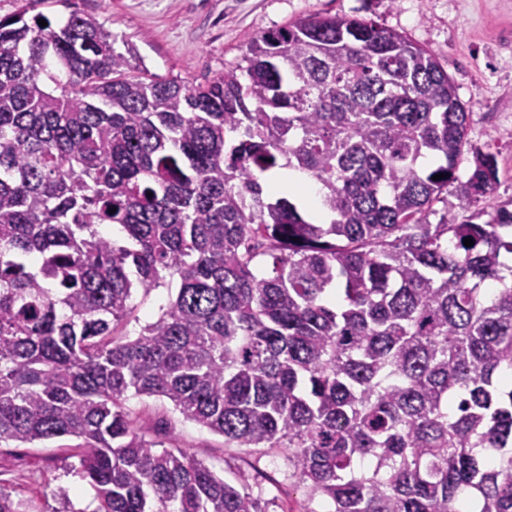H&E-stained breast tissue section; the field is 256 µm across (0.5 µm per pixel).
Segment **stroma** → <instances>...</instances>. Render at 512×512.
I'll return each instance as SVG.
<instances>
[{
	"label": "stroma",
	"mask_w": 512,
	"mask_h": 512,
	"mask_svg": "<svg viewBox=\"0 0 512 512\" xmlns=\"http://www.w3.org/2000/svg\"><path fill=\"white\" fill-rule=\"evenodd\" d=\"M94 16L129 38L142 65L160 77L202 83L240 62L249 36L305 16L374 20L432 51L471 114L467 138L497 157L498 184L477 207L512 211V0H0V19L20 11ZM138 426L164 447L194 456L217 475L245 479L269 512H328L294 477L284 448H228L222 435L183 420L159 398H130ZM76 439L0 444V488L28 512H94L95 494L79 473Z\"/></svg>",
	"instance_id": "1"
}]
</instances>
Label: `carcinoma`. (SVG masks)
I'll list each match as a JSON object with an SVG mask.
<instances>
[{
    "label": "carcinoma",
    "instance_id": "obj_1",
    "mask_svg": "<svg viewBox=\"0 0 512 512\" xmlns=\"http://www.w3.org/2000/svg\"><path fill=\"white\" fill-rule=\"evenodd\" d=\"M137 57L76 11L0 20V442L80 439L95 512H268L137 427L163 398L331 512H512V212H470L497 161L436 57L323 16L203 84ZM448 192L467 216L430 223ZM285 180L291 186L296 188L307 199L310 206L314 207L318 199L319 186L309 180L304 174L300 172H286L280 176L275 182ZM175 288V284L172 285L171 290L158 288L152 291L146 298L142 296L141 291L136 292L132 303L136 306L134 315L139 318V322L132 320L128 329H139L145 323L154 321L161 313L160 308L165 307L169 299L175 296Z\"/></svg>",
    "mask_w": 512,
    "mask_h": 512
}]
</instances>
